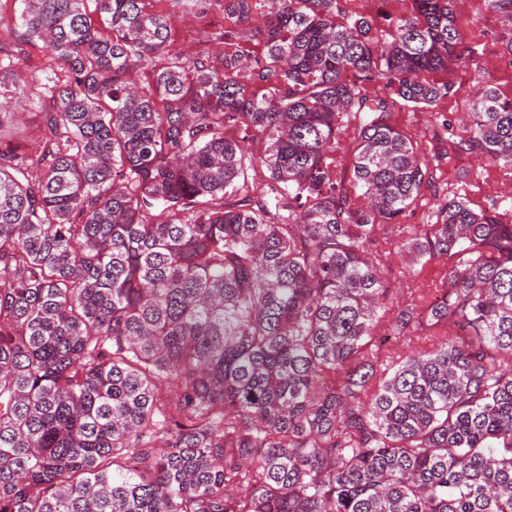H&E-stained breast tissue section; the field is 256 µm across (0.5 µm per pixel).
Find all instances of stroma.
I'll return each mask as SVG.
<instances>
[{
  "label": "stroma",
  "instance_id": "35a3bbf8",
  "mask_svg": "<svg viewBox=\"0 0 512 512\" xmlns=\"http://www.w3.org/2000/svg\"><path fill=\"white\" fill-rule=\"evenodd\" d=\"M341 6L349 16L367 18L371 35L377 38L387 28L386 15L402 14L408 4L406 0H341ZM455 13L474 55L467 65L449 73L454 94L435 110L394 107L391 120L416 139L440 191L449 198L467 200L473 208L496 212L502 221L512 223V170L478 163L472 155L455 148L457 142L469 136L468 127L459 122L458 116L471 107L485 84H493L502 96L512 97V57L503 52L504 43L512 39V28L504 25L498 14L479 9L477 0H460ZM47 105L44 99L22 103L16 117L19 130L5 133V140L20 145L23 153H32L34 141L45 132L42 113ZM444 114L451 121L446 131L440 128ZM447 272L444 259L413 269L404 258L393 257L388 276L395 292L386 303L387 313L379 318V328L389 327L392 309L417 300L422 290L441 284Z\"/></svg>",
  "mask_w": 512,
  "mask_h": 512
}]
</instances>
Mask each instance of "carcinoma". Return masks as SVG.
I'll return each instance as SVG.
<instances>
[{"label":"carcinoma","instance_id":"obj_1","mask_svg":"<svg viewBox=\"0 0 512 512\" xmlns=\"http://www.w3.org/2000/svg\"><path fill=\"white\" fill-rule=\"evenodd\" d=\"M18 2L0 128L52 103L35 160L0 149V512H512V224L445 198L392 243L455 262L394 315L426 347L371 352L378 247L436 188L390 112L452 93L455 0L380 40L341 0ZM213 7L220 55L173 48ZM33 44L48 84L18 86ZM464 119L459 150L512 169V98L487 85ZM197 16L198 15L193 13H184L175 20L174 24V43L176 46L189 52L198 51L203 46H198V40L197 44H195L183 37V30L187 27L195 26L196 34H198L199 30H202L204 33L205 30L224 28L225 25H230V22L227 19H224V12L219 9H212L203 18H199Z\"/></svg>","mask_w":512,"mask_h":512}]
</instances>
